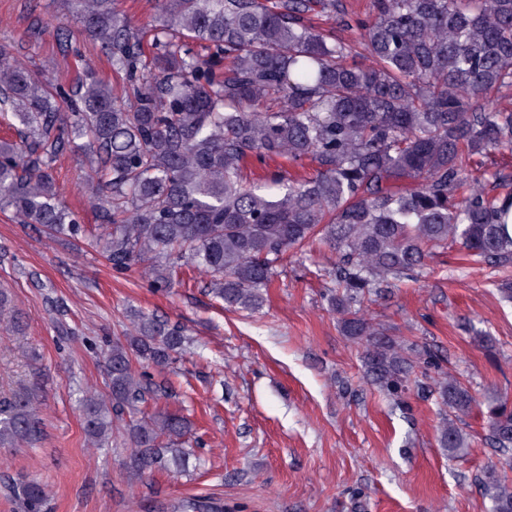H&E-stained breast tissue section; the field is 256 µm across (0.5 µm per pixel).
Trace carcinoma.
Wrapping results in <instances>:
<instances>
[{"mask_svg":"<svg viewBox=\"0 0 512 512\" xmlns=\"http://www.w3.org/2000/svg\"><path fill=\"white\" fill-rule=\"evenodd\" d=\"M119 2L64 0L66 17L124 76L120 96L91 66L58 87L0 43V112L22 125L21 141L0 140V209L49 236L82 238L53 163L84 139L99 246L113 268L146 263L152 285L168 288L187 258L210 274L224 307L250 313L265 305L283 255L318 239L337 254L329 305L341 332L362 342L366 377L397 398L421 352L375 327L366 300L451 244L503 274L499 291L512 302V191L493 197L471 177L477 158L512 148V108L494 105L512 89V0H369L353 20L336 18V0H157L149 56ZM312 14L327 27L307 23ZM335 22L361 30L360 40L337 34ZM254 157L283 160L271 175L280 194L250 181ZM305 159L315 174L286 169ZM132 321L112 341L108 396L82 407L98 447L114 422L164 392L134 363L165 367L188 343L177 323L142 312ZM428 392L448 407L438 443L450 459L470 455L459 423L485 405L496 461L478 482L490 512H512V404L482 403L451 375ZM189 430L178 413L130 421L127 469L187 472ZM39 435L35 387L0 398L1 448ZM12 490L21 512H43V483ZM174 509L213 512L196 498Z\"/></svg>","mask_w":512,"mask_h":512,"instance_id":"carcinoma-1","label":"carcinoma"}]
</instances>
